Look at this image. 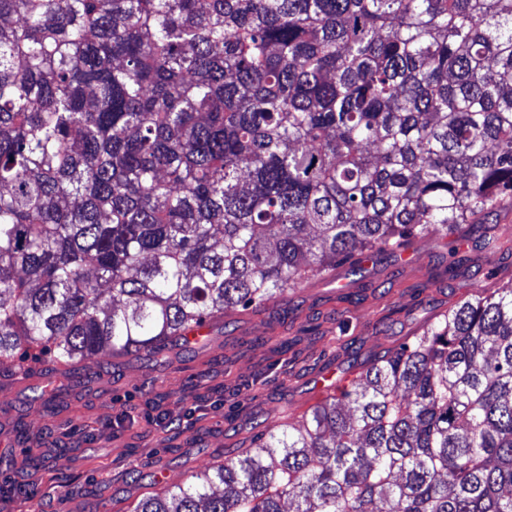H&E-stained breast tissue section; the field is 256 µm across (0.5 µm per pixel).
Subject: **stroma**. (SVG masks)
<instances>
[{
  "mask_svg": "<svg viewBox=\"0 0 512 512\" xmlns=\"http://www.w3.org/2000/svg\"><path fill=\"white\" fill-rule=\"evenodd\" d=\"M484 232L468 224L443 238H415L366 262L361 278L344 266L312 277L210 325L189 351L73 363L71 381L47 407L29 396L52 359L0 370V488L10 512H131L139 499L234 457L286 416H304L323 400L328 371L412 339L473 286L512 283V247L485 255L476 248ZM457 250L470 260L452 275ZM171 417L180 431L165 429ZM135 469L156 473L157 483L131 484Z\"/></svg>",
  "mask_w": 512,
  "mask_h": 512,
  "instance_id": "stroma-1",
  "label": "stroma"
}]
</instances>
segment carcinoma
<instances>
[{
    "label": "carcinoma",
    "instance_id": "1",
    "mask_svg": "<svg viewBox=\"0 0 512 512\" xmlns=\"http://www.w3.org/2000/svg\"><path fill=\"white\" fill-rule=\"evenodd\" d=\"M511 204L512 0H0V369L160 355ZM130 512H512V284Z\"/></svg>",
    "mask_w": 512,
    "mask_h": 512
}]
</instances>
